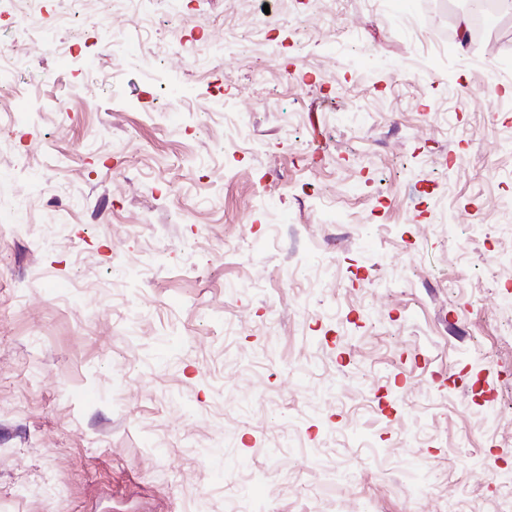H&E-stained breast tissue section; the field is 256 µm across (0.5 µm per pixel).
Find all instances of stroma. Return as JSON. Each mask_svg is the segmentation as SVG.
I'll list each match as a JSON object with an SVG mask.
<instances>
[{"mask_svg": "<svg viewBox=\"0 0 512 512\" xmlns=\"http://www.w3.org/2000/svg\"><path fill=\"white\" fill-rule=\"evenodd\" d=\"M184 2L0 8V512H512V10ZM469 1L470 0H462L460 8L461 11L465 12L469 17L471 36L474 39H479L489 19L499 13V11L504 10V4L502 3L504 0H483L482 9L475 13L470 10Z\"/></svg>", "mask_w": 512, "mask_h": 512, "instance_id": "1", "label": "stroma"}]
</instances>
